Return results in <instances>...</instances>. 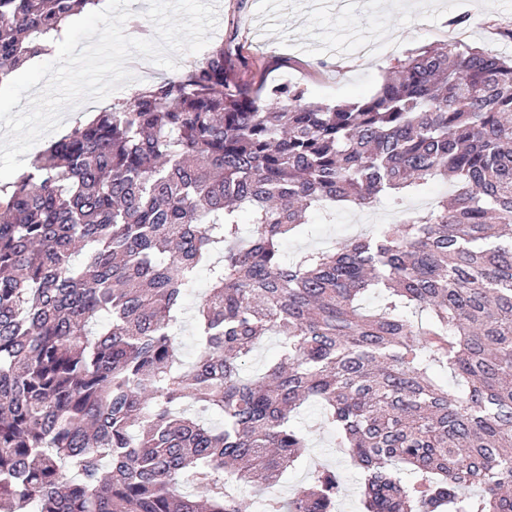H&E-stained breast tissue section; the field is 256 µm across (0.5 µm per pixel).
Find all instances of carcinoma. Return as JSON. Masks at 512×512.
<instances>
[{"label":"carcinoma","instance_id":"obj_1","mask_svg":"<svg viewBox=\"0 0 512 512\" xmlns=\"http://www.w3.org/2000/svg\"><path fill=\"white\" fill-rule=\"evenodd\" d=\"M99 2L0 0V84ZM236 70L217 46L0 187V512H242L241 485L304 455L309 400L362 512H512V56L429 45L335 106ZM432 180L451 198L283 257L308 213ZM337 491L321 469L263 509L335 512ZM204 289H205V280L202 278L199 281L197 288H195L194 292L187 295V297L185 298V301H184V306H185V309L187 310V319H186L185 327L183 330V343H185L187 347H183V352L189 358H192L195 354V347H192L190 345L191 339L193 338L192 337L193 328H192V324H191L189 317L191 314V309H192L195 301L197 300L198 295ZM279 351V336H267L252 353L246 364L247 370L251 373L260 371L264 364L278 357Z\"/></svg>","mask_w":512,"mask_h":512}]
</instances>
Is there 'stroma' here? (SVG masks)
<instances>
[{"label":"stroma","instance_id":"stroma-1","mask_svg":"<svg viewBox=\"0 0 512 512\" xmlns=\"http://www.w3.org/2000/svg\"><path fill=\"white\" fill-rule=\"evenodd\" d=\"M433 8H413L409 0H216L218 24L210 46H223L240 58L238 79L244 84L298 83L306 97L323 104H345L376 92L388 68L410 49L458 38L488 52L512 55V40L503 39L512 28V0H434ZM466 15L462 29L449 26L452 16ZM190 53L176 55V69L160 67L143 59L133 70L132 84L124 85L101 101H88L67 110L63 132L77 122L117 101H126L133 90L181 76L194 62ZM400 208L381 202L367 210L341 206L335 221L310 215L315 230L293 238L288 258L330 240L375 231L378 225L395 222ZM309 440L302 460L289 468L275 491L288 498L317 468L335 470L342 476L336 512H361L360 475L344 449L337 446L334 429L324 425L319 407L308 405L298 416Z\"/></svg>","mask_w":512,"mask_h":512}]
</instances>
